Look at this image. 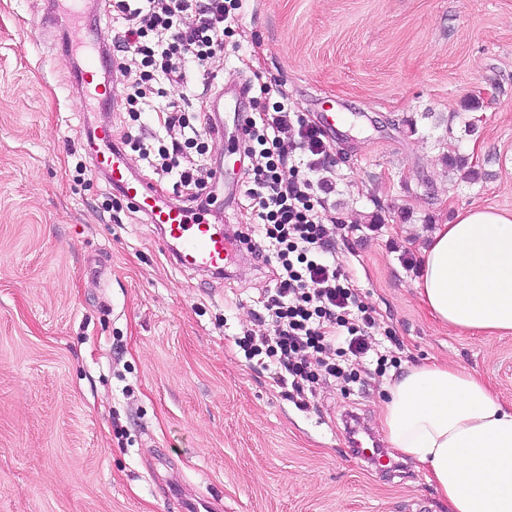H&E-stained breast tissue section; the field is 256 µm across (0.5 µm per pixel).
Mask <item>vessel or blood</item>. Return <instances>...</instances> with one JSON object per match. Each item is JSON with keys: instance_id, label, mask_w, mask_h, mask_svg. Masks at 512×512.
I'll list each match as a JSON object with an SVG mask.
<instances>
[{"instance_id": "1", "label": "vessel or blood", "mask_w": 512, "mask_h": 512, "mask_svg": "<svg viewBox=\"0 0 512 512\" xmlns=\"http://www.w3.org/2000/svg\"><path fill=\"white\" fill-rule=\"evenodd\" d=\"M84 37L83 28L72 26L58 35L55 48L70 70L72 84L90 86L99 68L104 66L107 53L101 50L83 62H73L72 48L81 44ZM247 109L248 89L245 85L221 89L212 95L211 122L218 131L222 130L223 120L227 117L233 124H240ZM94 135L104 146L101 155L95 159L96 167L107 172L112 185L122 189L125 199L143 212L149 223L159 226L164 238L174 246L177 265L213 272H223L234 265L244 246L231 226L210 224L204 218L191 217L180 205L162 202L148 182L131 175L128 158L109 128L96 127Z\"/></svg>"}]
</instances>
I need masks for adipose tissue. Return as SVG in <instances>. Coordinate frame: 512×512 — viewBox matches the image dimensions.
<instances>
[{"mask_svg":"<svg viewBox=\"0 0 512 512\" xmlns=\"http://www.w3.org/2000/svg\"><path fill=\"white\" fill-rule=\"evenodd\" d=\"M417 294L441 324L512 332V213L472 207L437 225ZM381 419L391 448L424 466L450 512H512V406L475 374L443 362L408 367Z\"/></svg>","mask_w":512,"mask_h":512,"instance_id":"adipose-tissue-1","label":"adipose tissue"}]
</instances>
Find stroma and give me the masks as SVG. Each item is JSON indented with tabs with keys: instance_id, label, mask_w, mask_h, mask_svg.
<instances>
[{
	"instance_id": "obj_1",
	"label": "stroma",
	"mask_w": 512,
	"mask_h": 512,
	"mask_svg": "<svg viewBox=\"0 0 512 512\" xmlns=\"http://www.w3.org/2000/svg\"><path fill=\"white\" fill-rule=\"evenodd\" d=\"M45 0H0V512H181L180 485L213 512H448L423 471L383 438L386 388L449 361L512 404V334L432 319L415 283L435 227L478 205L512 212V0H241L213 89L268 85L323 127L319 192L343 225L336 254L397 336V366L286 400L235 339L270 287L243 254L230 278L173 264L155 225L113 208L83 154L82 122L122 136L85 101L40 24ZM458 147L477 179L449 169ZM85 174H77V160ZM210 217L250 221L217 185Z\"/></svg>"
}]
</instances>
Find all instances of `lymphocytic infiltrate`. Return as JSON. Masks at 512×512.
I'll return each mask as SVG.
<instances>
[{"instance_id":"1","label":"lymphocytic infiltrate","mask_w":512,"mask_h":512,"mask_svg":"<svg viewBox=\"0 0 512 512\" xmlns=\"http://www.w3.org/2000/svg\"><path fill=\"white\" fill-rule=\"evenodd\" d=\"M110 16L123 20L124 35L112 46L113 71L127 83L125 110L139 121L146 101L184 85L187 61L207 67L221 59L225 0H107ZM168 42L156 41L159 32ZM169 145L151 151L141 136L125 132L123 148L138 153L162 175L172 177L180 202L206 211L211 170L200 164L214 133L206 112L173 104L158 112ZM244 153L250 161L244 191L251 224L241 235L246 251L268 266L273 287L262 308L235 340L246 359L275 368L273 381L297 408L329 380L356 381L351 359L375 358L378 372L395 365L381 353L372 309L330 248L337 227L324 223L316 205L312 172L328 158L321 133L273 105L247 120Z\"/></svg>"}]
</instances>
